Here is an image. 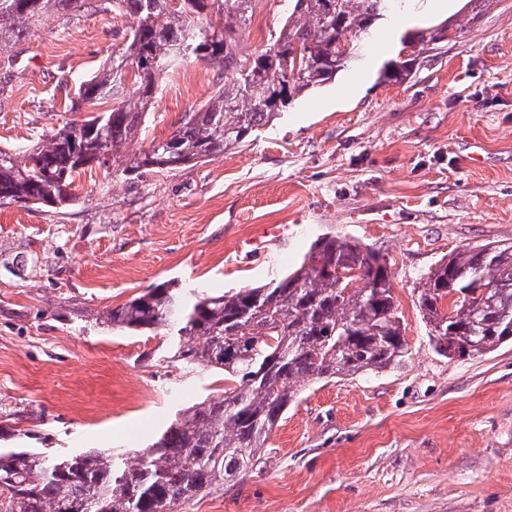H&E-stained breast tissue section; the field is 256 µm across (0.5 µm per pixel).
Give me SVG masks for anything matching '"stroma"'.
<instances>
[{"mask_svg":"<svg viewBox=\"0 0 512 512\" xmlns=\"http://www.w3.org/2000/svg\"><path fill=\"white\" fill-rule=\"evenodd\" d=\"M126 31L112 13L37 30L0 67V148L87 117L69 97ZM406 33L402 19L380 22L360 65L236 152L128 183L95 167L77 176L74 206L0 208L5 445L145 448L224 376L174 362L165 328L117 331L102 312L171 278L260 286L336 235L386 255L405 359L307 383L261 464L181 512H512V343L438 354L413 292L453 250L512 243V0L484 7L405 81L379 82L384 63L411 54ZM216 89L202 63L168 73L138 147Z\"/></svg>","mask_w":512,"mask_h":512,"instance_id":"1","label":"stroma"}]
</instances>
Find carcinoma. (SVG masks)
Instances as JSON below:
<instances>
[{"mask_svg":"<svg viewBox=\"0 0 512 512\" xmlns=\"http://www.w3.org/2000/svg\"><path fill=\"white\" fill-rule=\"evenodd\" d=\"M259 0H0V64H10L53 17L111 12L135 25L109 61L78 84L86 105L109 110L68 122L22 152L0 149V207L74 204L75 176L88 167L130 179L176 170L245 146L309 90L361 60L375 23L415 11L419 0H266L283 15L266 47L238 49ZM222 18L219 26L207 17ZM446 39L434 28L409 40L417 56L390 60L379 79L408 76L417 57ZM202 61L221 85L199 110L147 149L133 150L162 78ZM298 67L291 79L276 75ZM439 353L481 357L512 341V244L462 247L416 283ZM114 330L166 327L172 358L212 368L231 385L179 410L161 435L131 457L113 448L0 447V512H177L176 506L260 464L288 405L313 379L353 376L407 354L390 265L367 244L324 236L276 282L222 293L164 281L102 316Z\"/></svg>","mask_w":512,"mask_h":512,"instance_id":"carcinoma-1","label":"carcinoma"}]
</instances>
